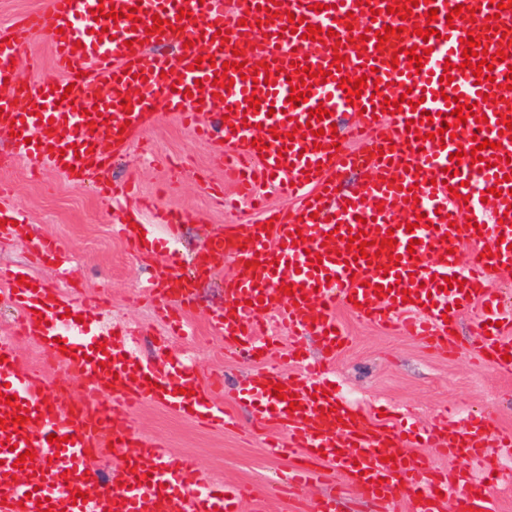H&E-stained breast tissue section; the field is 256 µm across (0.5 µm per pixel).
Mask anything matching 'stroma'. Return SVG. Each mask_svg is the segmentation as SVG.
I'll return each mask as SVG.
<instances>
[{"instance_id":"obj_1","label":"stroma","mask_w":512,"mask_h":512,"mask_svg":"<svg viewBox=\"0 0 512 512\" xmlns=\"http://www.w3.org/2000/svg\"><path fill=\"white\" fill-rule=\"evenodd\" d=\"M15 72L17 80L26 83L52 76L51 50L44 36L31 39L16 61ZM147 140L149 153L134 147L113 161V181L137 179L144 195L164 207L189 209L195 218L182 225L175 239L168 238L164 228L155 227L162 245L154 257L142 259L113 232L126 211L139 213L142 223H151L150 214L140 213L137 201H129L121 210L99 195L93 184L75 186L55 172H37L26 161H10L13 139L0 131V202L12 209L15 220L13 229L0 236V270L24 268L52 288L63 290L72 282L89 294L106 293V317L92 310L85 315L87 323L102 318L110 324L136 327L140 333L137 353L151 358L156 338L165 335L168 327L150 301L137 298L139 286L167 270L171 255L191 259L197 245L225 226L252 224L256 217L244 206L224 211L212 204L202 180L221 177L222 171L212 148L197 143L175 117L159 116ZM46 235L57 236L67 245L65 266L33 261L34 241ZM194 302L188 315L191 334L171 337L169 353L176 358L193 356L201 381L215 374L223 376V402L237 424L210 429L161 404L148 403L135 413L132 428L138 437L161 441L166 454L194 456L205 481L249 487L264 496L263 512H286L284 502L268 495L267 490L292 460L266 453L264 441L271 437V430H253L249 408L233 402L230 393L239 381L257 379L286 358L288 346L280 344L265 360H242L210 323L211 315L225 305L223 283H200ZM476 317L471 311L460 319V348L448 355L428 349L398 330L369 324L348 309L337 308L336 319L350 336L348 347L330 367L337 395L364 407L369 417L382 412L397 414L421 431L440 420L461 427L470 416L481 414L492 427L512 432V373L487 367L470 349V327ZM332 493L337 496L336 512H393L390 504L363 497L355 489L337 491L332 476L309 487L307 504L314 510Z\"/></svg>"}]
</instances>
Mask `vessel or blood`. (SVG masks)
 I'll use <instances>...</instances> for the list:
<instances>
[{"mask_svg":"<svg viewBox=\"0 0 512 512\" xmlns=\"http://www.w3.org/2000/svg\"><path fill=\"white\" fill-rule=\"evenodd\" d=\"M321 11H314L315 2ZM392 0H48L44 9L14 22L0 33V81L12 77V61L33 35L47 37L59 74L56 85L30 84L15 93H0V129H14L15 157L34 168L65 173L73 184L93 179L104 183L110 155L127 152L154 121L156 105L177 116L192 134L213 146L229 167L240 198L255 205L259 219L245 229L225 228L197 249L188 273H165L147 291L165 314L173 334L186 324L198 277L223 278L226 304L212 316L213 328L243 359L269 351L279 342L264 320L275 318L293 339L289 360L304 374L283 378L269 370L242 382L235 398L252 410L254 424L276 425L286 440L268 443L271 454L295 456L296 462L275 485L291 512H304L305 488L334 467L343 484L361 495L389 501L399 497L413 512H490L500 483L493 470L475 477L463 470L439 467L414 456L403 443L398 424L372 422L361 408L340 404L327 393L324 361L302 356L299 339L322 334L332 351L347 343L338 330V306L357 300L360 318L385 327H403L426 347L455 353L457 321L475 308L470 345L489 366L512 372V323L498 290L490 283L497 270L512 267V136L503 134V116L512 109V0H420L408 20L389 13ZM459 16L450 11L457 4ZM114 7L119 19L96 21L98 6ZM136 18H128L129 8ZM192 18L180 20V10ZM436 10V21L426 18ZM298 17L296 33H284L289 17ZM163 18L154 26V18ZM333 30L326 41L307 39L308 25ZM433 26L435 36L422 39L415 27ZM394 27L386 42L377 30ZM369 41H361L365 30ZM486 38L489 53L505 50L492 80L476 82L462 68L461 41L467 33ZM365 52H358L357 42ZM174 46L173 56L146 61L148 47ZM423 50L421 65L410 64L409 48ZM343 55L333 67L335 55ZM213 64L195 68L197 57ZM243 69H233L236 59ZM269 63L257 72L258 62ZM322 67L327 79L311 81L305 103L291 105V87L300 86L296 68ZM450 81H442V74ZM231 88L214 87L221 76ZM368 77L361 96L347 99L341 79ZM487 100H480V93ZM395 113L382 110L384 99L400 100ZM257 96L251 109L249 96ZM99 100L102 109L84 114L76 104ZM419 109H412V101ZM473 106L475 117L458 124V104ZM228 108L215 123L201 116L214 105ZM324 107L330 117H310ZM431 113L432 124L422 123ZM353 117L349 130L332 131L339 115ZM486 124H477V117ZM418 120L409 130V120ZM456 125V138L428 140L442 123ZM310 124L309 135L296 133ZM491 141L482 159L471 162L474 136ZM266 144L257 150L255 140ZM464 150L461 161L451 153ZM367 172L357 191L338 188L349 173ZM271 185L297 207L269 206L262 188ZM498 187L499 196L487 190ZM458 197H451V190ZM366 232L368 258L348 252V232ZM393 236L391 254L378 253L376 241ZM472 245L469 265L458 250ZM320 262H312V255ZM232 272H225V262ZM15 270L0 272V300L19 311L16 334L46 352L47 361L82 380L78 401L57 397L55 380L20 357L13 338L0 337V512H243L249 489L203 483L191 457L167 455L158 441L132 431L134 410L157 400L169 411L191 415L212 427L234 425L235 418L207 395L195 371L185 365L148 363L132 354L96 350L100 331L79 322L96 300L66 295L46 286L20 285ZM463 280V288H446V278ZM293 285L288 296L281 285ZM383 285L375 294L374 285ZM284 383L285 399L272 386ZM301 407L290 410L288 395ZM14 404H6V397ZM27 422L12 427L17 410ZM63 440L56 446L49 435ZM430 447L452 459L486 460L493 449L512 446V436L492 432L480 419L458 430L432 428ZM127 455L116 479L88 465L90 456L107 458L112 449ZM34 459L16 468L27 450Z\"/></svg>","mask_w":512,"mask_h":512,"instance_id":"vessel-or-blood-1","label":"vessel or blood"}]
</instances>
